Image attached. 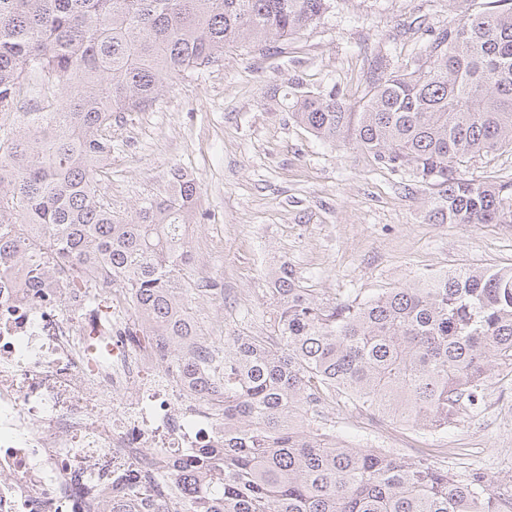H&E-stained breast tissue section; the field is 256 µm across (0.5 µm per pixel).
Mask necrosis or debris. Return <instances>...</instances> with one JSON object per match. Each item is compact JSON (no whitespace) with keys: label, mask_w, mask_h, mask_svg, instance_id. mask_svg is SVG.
Returning a JSON list of instances; mask_svg holds the SVG:
<instances>
[{"label":"necrosis or debris","mask_w":512,"mask_h":512,"mask_svg":"<svg viewBox=\"0 0 512 512\" xmlns=\"http://www.w3.org/2000/svg\"><path fill=\"white\" fill-rule=\"evenodd\" d=\"M124 289L35 292L0 271V512H112V480L221 433L137 324Z\"/></svg>","instance_id":"4bbe7bcc"}]
</instances>
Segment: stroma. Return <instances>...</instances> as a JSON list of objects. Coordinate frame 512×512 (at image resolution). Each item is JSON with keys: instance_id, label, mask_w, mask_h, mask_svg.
Segmentation results:
<instances>
[{"instance_id": "obj_1", "label": "stroma", "mask_w": 512, "mask_h": 512, "mask_svg": "<svg viewBox=\"0 0 512 512\" xmlns=\"http://www.w3.org/2000/svg\"><path fill=\"white\" fill-rule=\"evenodd\" d=\"M494 0H337L335 11L266 52L229 48L217 69L178 79L145 112L112 127L115 209L155 191L167 169L196 178L201 222L192 277H220L201 322L224 335L270 330V273L288 264L319 301H363L412 276L462 265L512 266V224H451L432 214L437 187L351 146L315 137L291 116L295 87L337 86L358 102L374 60L407 61L464 15ZM336 433L411 458L420 449L491 491L512 493V372L495 371L479 407L448 428L416 430L344 410Z\"/></svg>"}]
</instances>
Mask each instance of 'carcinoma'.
Instances as JSON below:
<instances>
[{
	"mask_svg": "<svg viewBox=\"0 0 512 512\" xmlns=\"http://www.w3.org/2000/svg\"><path fill=\"white\" fill-rule=\"evenodd\" d=\"M336 0H0V269L28 287L119 282L143 330L213 405L224 445L194 448L159 479L167 512H512L485 476L453 473L336 437L330 412L439 430L512 368V267L416 276L366 301L327 304L288 264L274 272L270 334L211 335L193 313L185 233L198 184L167 188L121 215L112 123L151 108L170 82L208 71L224 49L269 46L319 22ZM33 76L63 96L13 106ZM292 117L439 188L450 224H512V180L466 178V159L512 150V8L470 14L406 63L381 56L357 104L332 85L293 93Z\"/></svg>",
	"mask_w": 512,
	"mask_h": 512,
	"instance_id": "1",
	"label": "carcinoma"
}]
</instances>
